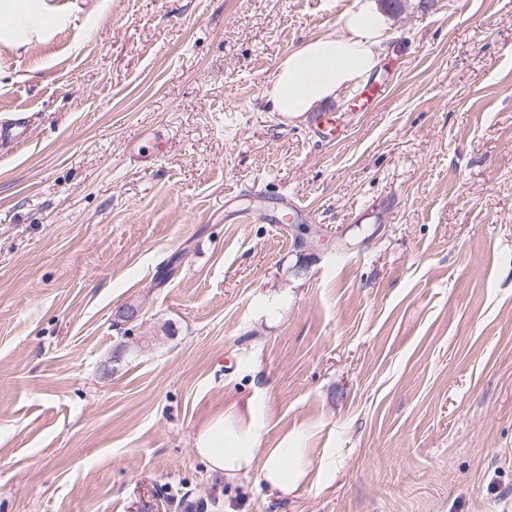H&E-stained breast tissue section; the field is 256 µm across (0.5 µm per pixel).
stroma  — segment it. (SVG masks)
Returning a JSON list of instances; mask_svg holds the SVG:
<instances>
[{
  "instance_id": "obj_1",
  "label": "stroma",
  "mask_w": 512,
  "mask_h": 512,
  "mask_svg": "<svg viewBox=\"0 0 512 512\" xmlns=\"http://www.w3.org/2000/svg\"><path fill=\"white\" fill-rule=\"evenodd\" d=\"M46 2L0 45V512H512V0H403L334 141L262 100L331 0ZM228 407L288 497L194 453Z\"/></svg>"
}]
</instances>
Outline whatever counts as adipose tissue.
<instances>
[{
	"label": "adipose tissue",
	"instance_id": "obj_1",
	"mask_svg": "<svg viewBox=\"0 0 512 512\" xmlns=\"http://www.w3.org/2000/svg\"><path fill=\"white\" fill-rule=\"evenodd\" d=\"M44 0H0V44L27 46L50 34L43 19ZM387 19L375 0H357L341 33H327L306 41L289 53L273 81L264 89L269 111L297 116L355 86L375 68ZM255 423L237 417L233 410L213 417L195 437V453L225 481L236 482L257 474L270 495H288L305 480V449L287 443L257 452Z\"/></svg>",
	"mask_w": 512,
	"mask_h": 512
}]
</instances>
